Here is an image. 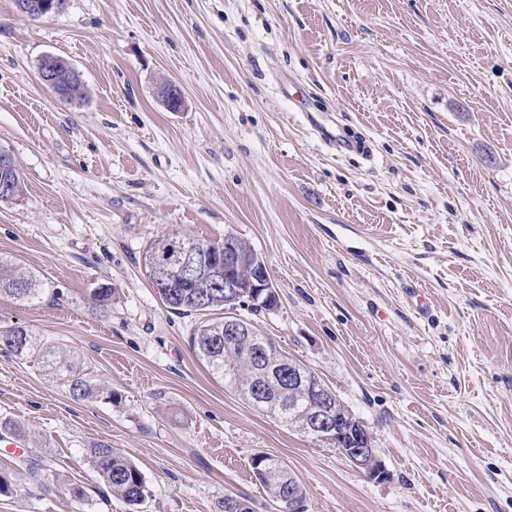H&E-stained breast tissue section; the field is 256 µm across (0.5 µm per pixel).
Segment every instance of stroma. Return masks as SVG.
<instances>
[{"label": "stroma", "mask_w": 512, "mask_h": 512, "mask_svg": "<svg viewBox=\"0 0 512 512\" xmlns=\"http://www.w3.org/2000/svg\"><path fill=\"white\" fill-rule=\"evenodd\" d=\"M67 58L84 99L43 84ZM178 82L181 110L156 97ZM0 256L39 298L0 295L108 399L0 346V512H129L87 450L141 470L138 512H279L251 460L278 459L307 512H512V0H0ZM232 232L279 292L244 318L372 435V478L227 390L144 275L147 245ZM112 288L96 310L89 292ZM85 499H75L73 488ZM16 1H14L15 5ZM17 5L22 13L29 18L40 19L63 12L66 8L67 0H18ZM38 72L43 83L59 98H70L74 93L72 88L81 82L72 63L53 53L44 54L38 62ZM70 98L66 101H73Z\"/></svg>", "instance_id": "1"}]
</instances>
